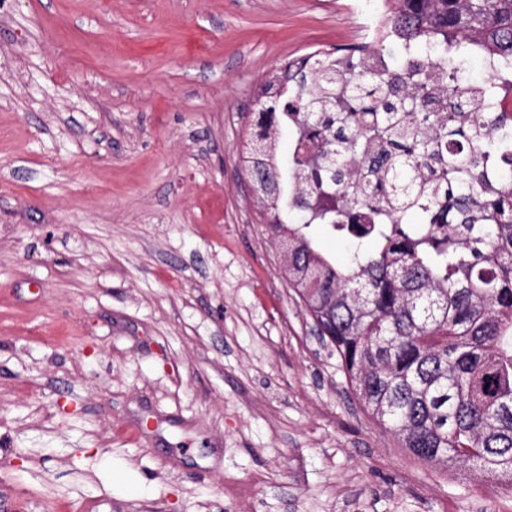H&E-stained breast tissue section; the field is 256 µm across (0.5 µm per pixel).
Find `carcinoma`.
Masks as SVG:
<instances>
[{
    "label": "carcinoma",
    "instance_id": "carcinoma-1",
    "mask_svg": "<svg viewBox=\"0 0 512 512\" xmlns=\"http://www.w3.org/2000/svg\"><path fill=\"white\" fill-rule=\"evenodd\" d=\"M396 41L452 50L445 111L418 72L383 77L320 59L285 70L297 111L265 113L259 141L289 129L282 171L251 177L280 201L269 228L288 251L289 284L336 351L352 390L415 459L471 468L512 489V134L461 91L455 56L512 55V0H394ZM392 212L389 224L376 217ZM353 213L363 224H347ZM416 215L419 223H408ZM347 233L338 263L307 233Z\"/></svg>",
    "mask_w": 512,
    "mask_h": 512
}]
</instances>
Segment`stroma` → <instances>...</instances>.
Masks as SVG:
<instances>
[{"instance_id": "obj_1", "label": "stroma", "mask_w": 512, "mask_h": 512, "mask_svg": "<svg viewBox=\"0 0 512 512\" xmlns=\"http://www.w3.org/2000/svg\"><path fill=\"white\" fill-rule=\"evenodd\" d=\"M347 3L0 15V512H512L372 417L267 228L256 118Z\"/></svg>"}]
</instances>
